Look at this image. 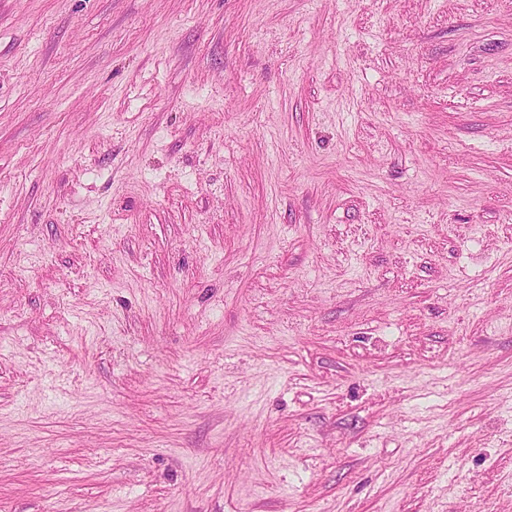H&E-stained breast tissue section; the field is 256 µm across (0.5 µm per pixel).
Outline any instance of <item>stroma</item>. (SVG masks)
Listing matches in <instances>:
<instances>
[{
  "mask_svg": "<svg viewBox=\"0 0 512 512\" xmlns=\"http://www.w3.org/2000/svg\"><path fill=\"white\" fill-rule=\"evenodd\" d=\"M0 512H512V0H0Z\"/></svg>",
  "mask_w": 512,
  "mask_h": 512,
  "instance_id": "35a3bbf8",
  "label": "stroma"
}]
</instances>
